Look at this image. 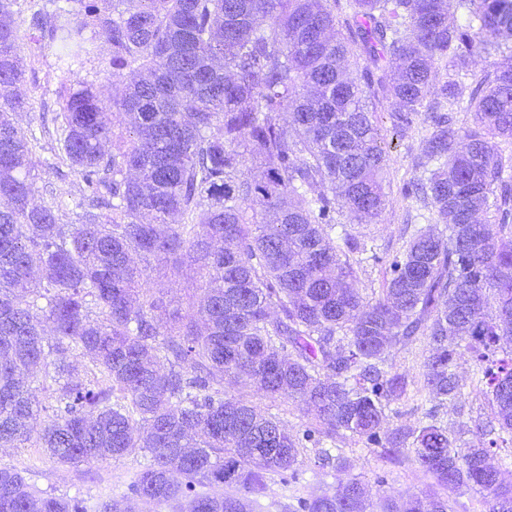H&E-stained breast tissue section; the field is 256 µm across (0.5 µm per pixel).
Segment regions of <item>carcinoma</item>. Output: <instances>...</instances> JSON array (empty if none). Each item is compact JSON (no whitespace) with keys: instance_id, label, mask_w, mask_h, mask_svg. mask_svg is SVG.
<instances>
[{"instance_id":"1","label":"carcinoma","mask_w":512,"mask_h":512,"mask_svg":"<svg viewBox=\"0 0 512 512\" xmlns=\"http://www.w3.org/2000/svg\"><path fill=\"white\" fill-rule=\"evenodd\" d=\"M13 2L0 0V442L70 464L140 448L150 463L131 496L253 512L271 476L297 479L307 447L328 464L341 455L327 440L384 446L386 404L408 388L390 353L423 336L429 398H461L465 358L491 417L477 448L435 423L415 429L410 460L446 489H478L484 512H512V481L490 464L512 442V53L472 69L512 41V0H47L28 30L57 68L73 77L99 34L122 84L110 101L62 84L54 127L41 125L84 183L69 224L40 198L38 138L15 121L30 102ZM379 95L395 128L426 123L432 169L404 196L433 223L370 256L390 277L368 298L366 242L343 229L339 251L332 235L338 208L357 224L385 210ZM462 110L473 126H456ZM155 262L205 280L168 322ZM37 368L34 387L22 374ZM242 376L302 405L305 429L228 393ZM37 389L47 422L34 434ZM369 508L353 478L288 512ZM0 512L88 510L0 466ZM382 512H448V499L386 495Z\"/></svg>"}]
</instances>
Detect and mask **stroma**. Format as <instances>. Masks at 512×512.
<instances>
[{
	"mask_svg": "<svg viewBox=\"0 0 512 512\" xmlns=\"http://www.w3.org/2000/svg\"><path fill=\"white\" fill-rule=\"evenodd\" d=\"M30 6L31 0H14L12 6L26 69L27 87L32 98L30 111L19 116V123L25 128H35L41 123L51 122L58 108L57 92L65 80L54 57L43 52L28 31ZM108 60L109 52L105 40L99 36L94 37L92 52L77 72L79 79L93 84L106 95L114 89ZM371 108L389 145L388 203L381 223L353 224L349 227L351 233L366 236L368 246L378 255L377 261H364L359 271L360 286L364 294L370 297L378 295L386 277L385 266L380 262L381 257L396 252L401 247L406 226L416 221L417 209L404 199L402 187L412 178L420 176L423 171L419 164L418 130L393 129L390 122L392 106L385 98L373 99ZM50 155L51 150L47 147L35 152L39 163L37 185L41 188H54L62 203L61 219L68 224L75 219V206L82 198L84 183L74 172L69 173L66 180L57 179L55 173L43 164L44 159ZM149 275L157 296L162 297L166 304L167 312L185 311L189 300L197 299L201 294L202 281L193 268L185 267L177 273L166 268H157L150 270ZM426 357L427 346L422 339L394 352L395 369L406 373L409 387L405 397L389 404L381 432L389 437H399L398 456L391 458L385 455L383 449L360 442L343 441L339 444L340 453L351 460L352 466L340 469L321 465L315 450L306 449L299 467L298 482L291 485L277 480L269 482L266 492L258 499V512H287L289 503L295 497L331 494L340 484L353 478L368 485L371 502L376 507L380 506L381 498L386 493L396 497L437 493L438 488L433 479L419 471L408 458L412 440L407 433L425 424V415L431 408L428 393L421 386ZM456 373L464 397L461 402H451L440 407L438 416L447 425L449 434L458 445L474 446L479 442L476 425L489 418L490 407L487 399L477 389L478 374L475 366L463 360L458 361ZM148 462V455L138 449L118 460L73 465L58 462L40 448L0 445V466L23 471L38 490L77 496L91 506L104 500L121 499L132 476Z\"/></svg>",
	"mask_w": 512,
	"mask_h": 512,
	"instance_id": "35a3bbf8",
	"label": "stroma"
}]
</instances>
